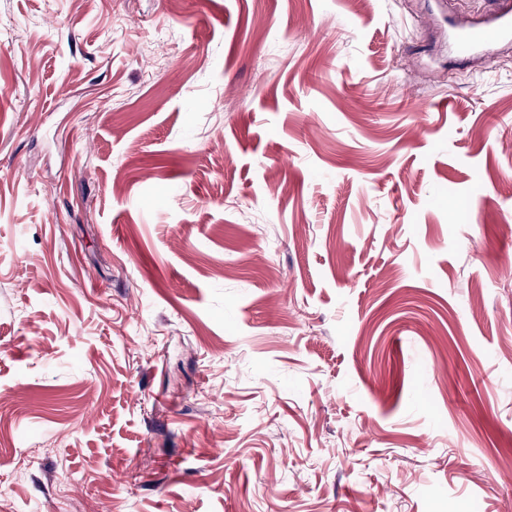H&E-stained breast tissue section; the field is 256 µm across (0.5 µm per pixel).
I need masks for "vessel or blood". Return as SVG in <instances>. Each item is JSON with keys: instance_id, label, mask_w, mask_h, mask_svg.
Returning <instances> with one entry per match:
<instances>
[{"instance_id": "1", "label": "vessel or blood", "mask_w": 512, "mask_h": 512, "mask_svg": "<svg viewBox=\"0 0 512 512\" xmlns=\"http://www.w3.org/2000/svg\"><path fill=\"white\" fill-rule=\"evenodd\" d=\"M497 9L482 22L468 24L449 20L448 34L457 57L470 59L479 48L512 43V0H496Z\"/></svg>"}]
</instances>
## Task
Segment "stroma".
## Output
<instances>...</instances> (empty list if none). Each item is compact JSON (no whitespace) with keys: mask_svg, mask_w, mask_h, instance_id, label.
Returning a JSON list of instances; mask_svg holds the SVG:
<instances>
[{"mask_svg":"<svg viewBox=\"0 0 512 512\" xmlns=\"http://www.w3.org/2000/svg\"><path fill=\"white\" fill-rule=\"evenodd\" d=\"M494 8L0 0V512H512ZM496 3L497 9L480 23L448 18V34L457 57L467 61L483 46L512 43V1L496 0Z\"/></svg>","mask_w":512,"mask_h":512,"instance_id":"1","label":"stroma"}]
</instances>
